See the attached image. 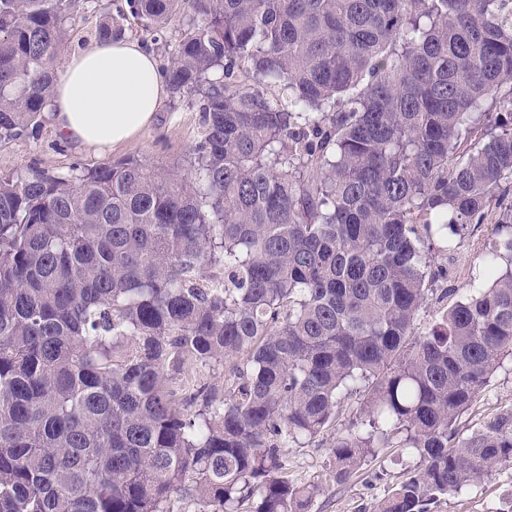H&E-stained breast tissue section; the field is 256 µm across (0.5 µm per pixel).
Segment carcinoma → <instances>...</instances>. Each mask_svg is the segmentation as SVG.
<instances>
[{
    "label": "carcinoma",
    "mask_w": 512,
    "mask_h": 512,
    "mask_svg": "<svg viewBox=\"0 0 512 512\" xmlns=\"http://www.w3.org/2000/svg\"><path fill=\"white\" fill-rule=\"evenodd\" d=\"M72 9L0 0V141L41 126ZM130 16L201 130L180 173L0 175V512H311L282 451L358 393L336 480L419 457L376 512L512 462V407L458 424L512 351V0H122L97 38ZM492 207L447 306L432 252Z\"/></svg>",
    "instance_id": "cac0c4a2"
}]
</instances>
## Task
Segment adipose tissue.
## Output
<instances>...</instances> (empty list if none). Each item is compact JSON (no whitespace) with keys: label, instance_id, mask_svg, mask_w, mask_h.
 Here are the masks:
<instances>
[{"label":"adipose tissue","instance_id":"obj_1","mask_svg":"<svg viewBox=\"0 0 512 512\" xmlns=\"http://www.w3.org/2000/svg\"><path fill=\"white\" fill-rule=\"evenodd\" d=\"M168 95L151 49L130 39L96 40L68 57L56 80L51 119L72 144L103 151L136 140Z\"/></svg>","mask_w":512,"mask_h":512}]
</instances>
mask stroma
Listing matches in <instances>:
<instances>
[{"instance_id": "35a3bbf8", "label": "stroma", "mask_w": 512, "mask_h": 512, "mask_svg": "<svg viewBox=\"0 0 512 512\" xmlns=\"http://www.w3.org/2000/svg\"><path fill=\"white\" fill-rule=\"evenodd\" d=\"M114 0H76L71 16L69 39L63 49L71 54L94 41L105 17L112 13ZM199 132V114L188 101L165 100L154 123L132 143L101 155L63 140L51 118H44L37 133L0 142V175L24 176L34 170L50 175H70L74 166L91 168L127 157L146 160L172 171L179 170ZM494 221L478 225L455 237L451 249L436 254L434 267L443 269L442 288H463L477 276L482 260L493 242ZM512 406V355L503 356L473 408L464 415L469 425ZM333 432L286 448L283 458L288 475L298 483H315L320 488L312 512H373L377 503L415 466V456L400 448H380L368 456L358 473L345 482L337 481L331 444ZM432 512H512V463L501 465L481 483L448 494Z\"/></svg>"}]
</instances>
